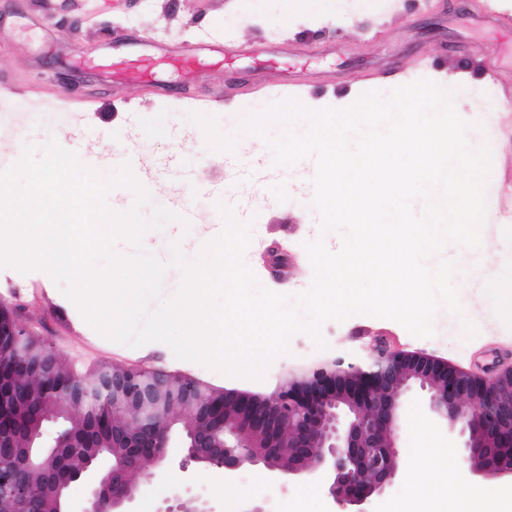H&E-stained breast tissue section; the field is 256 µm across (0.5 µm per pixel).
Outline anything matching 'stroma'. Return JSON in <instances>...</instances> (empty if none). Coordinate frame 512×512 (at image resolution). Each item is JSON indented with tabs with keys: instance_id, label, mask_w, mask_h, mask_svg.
I'll list each match as a JSON object with an SVG mask.
<instances>
[{
	"instance_id": "obj_1",
	"label": "stroma",
	"mask_w": 512,
	"mask_h": 512,
	"mask_svg": "<svg viewBox=\"0 0 512 512\" xmlns=\"http://www.w3.org/2000/svg\"><path fill=\"white\" fill-rule=\"evenodd\" d=\"M496 13L512 17V0H0V168L13 165L24 148L49 139L78 150L90 168L115 176L136 155L154 185L152 204L175 213L192 210L193 230L219 235L224 220L219 205L232 207L249 227L251 244L244 260L260 284L294 295L308 288L313 269L305 242L324 239L338 250V233H321L317 209L304 201L314 191V158L294 166L276 165L263 139L241 131L244 117L295 98L306 107L344 108L368 91L389 93L420 79L457 85L456 111H488L497 129L486 140L469 132L472 147L492 155L487 188L495 198V221L479 249L445 246L428 259L480 258L478 273L458 269L454 284L461 314H436L435 334L412 336L399 323L367 315L322 327L326 349L305 334L291 338L290 352L277 358L263 378L227 375L175 358L171 348L130 347L103 338L40 270L27 273L0 267V304L13 309L30 329L51 341L70 370L84 375L104 365L161 371L193 379L216 390L235 388L272 395L291 375L332 359L369 355L378 343L422 352L478 374L512 365V350L490 320L487 298L499 257L512 251V33L495 29ZM437 16L440 29L424 23ZM230 40L233 57L214 58L190 76L163 68V85L142 79L115 80L99 62L132 64L141 41L189 46L200 40ZM69 71L80 87L65 92L42 73L45 63ZM228 144L222 157H206L198 146L200 130ZM287 251L288 266L278 275L268 267L271 248ZM399 444L406 454L400 479L372 512L409 497L413 465L428 458V445L447 456L448 475L456 477L460 450L425 418L420 391L406 398ZM298 484L266 478L246 469L225 491L221 478L200 473L195 490L216 512H283Z\"/></svg>"
}]
</instances>
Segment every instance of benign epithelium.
Here are the masks:
<instances>
[{"mask_svg": "<svg viewBox=\"0 0 512 512\" xmlns=\"http://www.w3.org/2000/svg\"><path fill=\"white\" fill-rule=\"evenodd\" d=\"M21 333L32 335L16 316H0V499L13 501L15 512H42L45 498L50 512H69L67 490L77 482L85 496L75 512H132L142 483L175 463L190 477L201 465L227 482L261 467L272 479L317 486L340 512H366L401 469L398 435L414 389L424 393L428 420L460 439L470 476L512 479V367L482 376L381 345L360 363L339 359L293 376L272 397L226 389L219 425L195 382L177 386L163 372L114 367L81 387L121 419L112 425L121 453L72 470L70 449L93 443L60 430L44 400L18 389L23 367L3 340ZM175 400L197 409L178 423L167 415Z\"/></svg>", "mask_w": 512, "mask_h": 512, "instance_id": "benign-epithelium-1", "label": "benign epithelium"}]
</instances>
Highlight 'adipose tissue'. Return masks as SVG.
Here are the masks:
<instances>
[{"instance_id":"ef3b65f1","label":"adipose tissue","mask_w":512,"mask_h":512,"mask_svg":"<svg viewBox=\"0 0 512 512\" xmlns=\"http://www.w3.org/2000/svg\"><path fill=\"white\" fill-rule=\"evenodd\" d=\"M437 477L414 475L408 500L389 504L388 512H512V486L472 488L458 485L446 475V459L435 465Z\"/></svg>"}]
</instances>
